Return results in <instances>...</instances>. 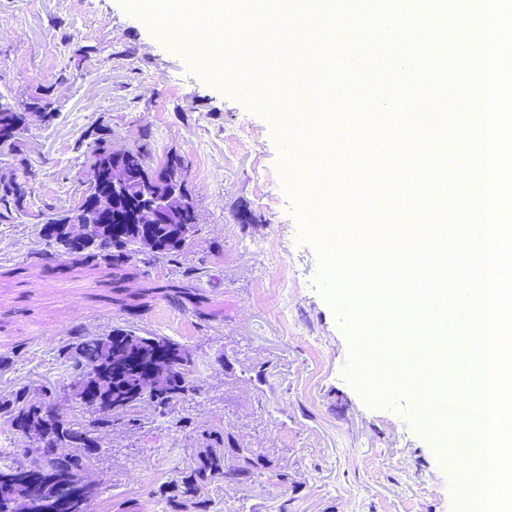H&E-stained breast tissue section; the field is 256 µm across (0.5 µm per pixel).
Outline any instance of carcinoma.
Returning a JSON list of instances; mask_svg holds the SVG:
<instances>
[{
  "label": "carcinoma",
  "mask_w": 512,
  "mask_h": 512,
  "mask_svg": "<svg viewBox=\"0 0 512 512\" xmlns=\"http://www.w3.org/2000/svg\"><path fill=\"white\" fill-rule=\"evenodd\" d=\"M28 112H40L46 121L57 116L51 87L40 89L23 109L0 100V147L15 149ZM90 136L91 170L101 172L112 164L131 166L146 189L164 180L181 189L182 212L176 224H141L139 211L145 199L132 197L121 204L125 215L122 223L96 224L90 240L79 242L72 237L70 226L85 223L86 209L95 211L98 202L108 199V186L91 181L77 207L42 225L40 233L49 247L46 263L63 254L116 267L131 261L149 265L159 258L178 256L186 239L196 233L195 208L185 189L180 158L171 157L161 170L153 171L143 151L112 146L109 130L98 128ZM30 194L27 177L0 180V219L26 213ZM158 353L165 361L159 364L160 371L146 392V381L134 361H148ZM64 356L77 373L74 384L83 385L74 400L95 412L97 418L90 428L75 423L54 407L33 401L26 385L0 394V417L7 418L36 444L29 463L0 462V512H19V502L24 499L39 504L34 512H53L59 501L70 496L96 456L99 445L93 429L114 424L119 421L116 414L125 415L146 402L165 412L189 391L194 368L193 356L181 343L132 327H116L107 336H77L66 346ZM57 448L71 452L59 456ZM270 464L267 456L241 446L227 432L224 447L201 450L189 473L181 476L183 494L194 496L221 476L227 482L247 481Z\"/></svg>",
  "instance_id": "1"
}]
</instances>
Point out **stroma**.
Returning a JSON list of instances; mask_svg holds the SVG:
<instances>
[{"instance_id": "1", "label": "stroma", "mask_w": 512, "mask_h": 512, "mask_svg": "<svg viewBox=\"0 0 512 512\" xmlns=\"http://www.w3.org/2000/svg\"><path fill=\"white\" fill-rule=\"evenodd\" d=\"M420 2L445 42L446 73H467L455 54L476 25L467 0ZM205 62L126 0H0V94L20 107L48 86L59 109L50 123L30 117L16 151H0V178L27 175L32 187L27 213L0 221V393L26 385L33 400L89 422L63 350L81 334L136 327L184 345L195 372L167 413L144 405L97 429L88 512H175L176 478L228 431L273 471L212 482L179 496L176 512H469L470 466L445 449L473 440L453 422L436 441L418 427L425 413L411 386L431 385L435 371L403 366L412 327L380 345L391 373L378 380L357 326L318 283L319 247L296 214L302 182L284 170V130L304 114L265 85L245 97L205 78ZM101 126L115 146L145 149L153 170L182 159L199 223L176 259L114 270L63 255L45 267L40 229L80 202L86 134ZM240 126L246 135L232 138ZM283 260L300 269L284 296L270 285Z\"/></svg>"}]
</instances>
